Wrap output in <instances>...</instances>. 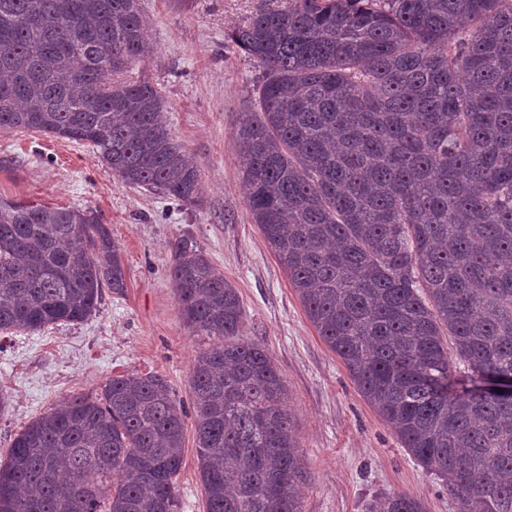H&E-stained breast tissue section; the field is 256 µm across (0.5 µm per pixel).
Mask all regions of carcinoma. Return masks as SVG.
<instances>
[{
    "label": "carcinoma",
    "instance_id": "1",
    "mask_svg": "<svg viewBox=\"0 0 512 512\" xmlns=\"http://www.w3.org/2000/svg\"><path fill=\"white\" fill-rule=\"evenodd\" d=\"M231 39L262 68L236 139L246 207L310 323L458 512H512V0H288ZM140 0H0V129L92 145L128 185L201 201ZM206 512H302L285 382L241 338L237 288L173 244ZM125 268L89 208L0 200V331L95 314ZM183 408L155 375L108 380L13 439L0 512H179ZM373 512H425L397 493Z\"/></svg>",
    "mask_w": 512,
    "mask_h": 512
}]
</instances>
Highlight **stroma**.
Here are the masks:
<instances>
[{
  "instance_id": "35a3bbf8",
  "label": "stroma",
  "mask_w": 512,
  "mask_h": 512,
  "mask_svg": "<svg viewBox=\"0 0 512 512\" xmlns=\"http://www.w3.org/2000/svg\"><path fill=\"white\" fill-rule=\"evenodd\" d=\"M154 54L133 76L157 87L175 139L201 173L202 204L178 202L113 176L93 147L0 130V199L92 209L125 267L123 293L104 291L85 321L0 332V461L32 420L76 394H100L118 375L162 376L191 408L190 370L207 338L192 335L169 278L171 245L192 238L237 288L242 334L265 346L283 375L292 433L309 467L303 512H371L411 493L427 512H457L441 481L403 448L360 395L342 360L309 322L245 204L234 133L258 97L260 69L231 31L272 0H142ZM180 512H205L198 441L186 416L177 476Z\"/></svg>"
}]
</instances>
